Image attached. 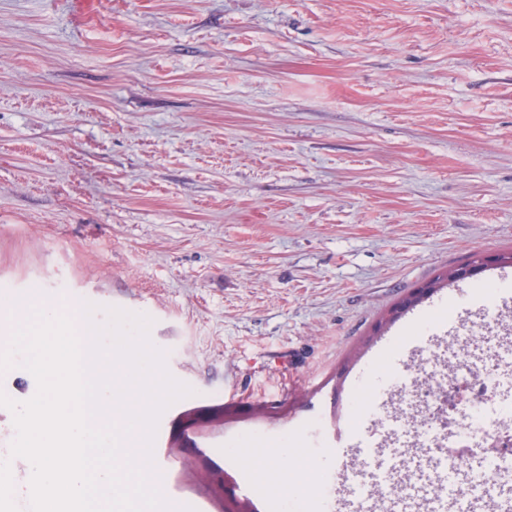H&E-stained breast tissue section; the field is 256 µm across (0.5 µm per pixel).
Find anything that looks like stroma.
I'll return each mask as SVG.
<instances>
[{
  "instance_id": "obj_1",
  "label": "stroma",
  "mask_w": 512,
  "mask_h": 512,
  "mask_svg": "<svg viewBox=\"0 0 512 512\" xmlns=\"http://www.w3.org/2000/svg\"><path fill=\"white\" fill-rule=\"evenodd\" d=\"M510 250L512 0H0V302L151 318L193 390L159 420L166 497L236 512L285 444L308 475L279 512L388 489L395 378L488 327L469 359L512 397V297L472 278L385 317ZM346 417L389 431L385 480L332 450Z\"/></svg>"
}]
</instances>
